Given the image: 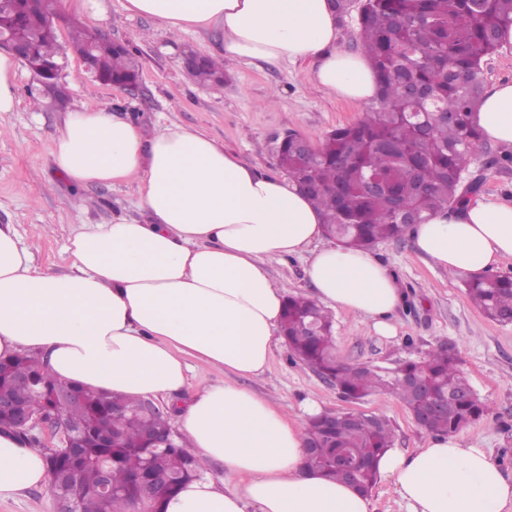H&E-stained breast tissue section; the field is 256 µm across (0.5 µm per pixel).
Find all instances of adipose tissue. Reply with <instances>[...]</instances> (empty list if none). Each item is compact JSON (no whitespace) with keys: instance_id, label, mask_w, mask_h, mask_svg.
Listing matches in <instances>:
<instances>
[{"instance_id":"ef3b65f1","label":"adipose tissue","mask_w":512,"mask_h":512,"mask_svg":"<svg viewBox=\"0 0 512 512\" xmlns=\"http://www.w3.org/2000/svg\"><path fill=\"white\" fill-rule=\"evenodd\" d=\"M123 10L171 32L219 27L227 60H313L312 82L348 102L377 94L369 60L340 48L327 0H124ZM475 123L512 147V82L488 89ZM53 158L79 186L136 182L150 221L75 225L74 272L61 276L35 266L12 225H0V359L32 353L58 379L177 403L191 453L224 475L187 484L165 512H373L368 497L306 467L304 418L243 381L269 370L280 340L287 287L270 260L304 258L315 301L390 338L402 292L387 268L323 243L322 215L294 183L177 124L149 132L106 107L77 110ZM410 236L442 268L480 272L512 257V204L441 209ZM193 358L226 378L181 403ZM378 468L408 512H512V480L453 435H430L408 455L388 450ZM46 480L44 454L0 433V500Z\"/></svg>"}]
</instances>
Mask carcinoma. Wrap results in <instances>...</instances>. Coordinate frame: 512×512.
Segmentation results:
<instances>
[{
	"mask_svg": "<svg viewBox=\"0 0 512 512\" xmlns=\"http://www.w3.org/2000/svg\"><path fill=\"white\" fill-rule=\"evenodd\" d=\"M55 2L8 0L0 5V29L35 34L25 65L36 75L62 53L53 23ZM509 23L512 0H364L358 18L360 50L377 77L375 101L362 120L327 133L310 157L295 133L277 146L279 165L288 178L300 187L313 185L308 196L322 213L328 236L369 250L408 234L391 197L416 210L423 221L426 213L459 208L479 191L480 182L464 183L469 157L484 147L471 115L484 92L483 60L501 47V28ZM92 38V29L76 26L69 45L79 51ZM140 67L127 46L98 39L93 54L97 81L126 86L135 82ZM193 76L201 83L220 79L224 62L206 57ZM440 112L448 113V119L438 116ZM373 175L385 179L389 193L364 189ZM464 286L487 317L512 323V276L469 275ZM281 333L293 356L312 372L331 376L334 387L350 399L383 392L413 411L417 403L409 375L431 380L437 396H448V408L425 428L431 434H453L488 411L458 358L441 345L395 369L343 362L336 356L332 313L303 295L287 296ZM32 370L30 361L20 357L0 365L1 372L16 379ZM13 394L35 413L45 409L36 387L16 386ZM142 404L87 389L84 402L57 410L56 419L76 431L99 436L118 432L112 440L108 495L99 491V449H82L85 459L71 475L78 492L76 512H132L138 478L148 473L167 478L154 504L159 510L185 482L207 472L184 439L175 447L145 448L146 431L165 434L171 425L162 412L141 418ZM345 418L338 411L336 422L326 427L317 417L309 420L306 442L319 447L309 449L306 465L341 481L344 473L328 464L336 449L351 448L364 459L356 489L368 495L378 479L377 461L393 446L394 433L382 417L369 416L355 426Z\"/></svg>",
	"mask_w": 512,
	"mask_h": 512,
	"instance_id": "carcinoma-1",
	"label": "carcinoma"
}]
</instances>
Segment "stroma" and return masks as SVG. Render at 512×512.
I'll return each mask as SVG.
<instances>
[{
  "mask_svg": "<svg viewBox=\"0 0 512 512\" xmlns=\"http://www.w3.org/2000/svg\"><path fill=\"white\" fill-rule=\"evenodd\" d=\"M123 0H110V16L101 25L113 39L136 50L141 74L136 90L92 82L83 62L69 56L58 79L65 96L41 84L28 68L17 76L15 111L0 114V224L13 225L34 264L51 272L71 273L66 251L77 224H108L123 217L145 223L135 184L74 185L56 167L54 140L70 112L111 108L143 126L179 124L198 129L270 175H280L274 147L288 133L312 144L336 127L361 119L366 108L334 98L311 82L307 63L224 64V83L207 86L184 69V53L207 55L223 39L215 27L170 34L158 20L126 17ZM510 156L512 148L488 143L471 156L466 175L479 179V198L512 202V165H489L490 156ZM374 256L395 277L403 301L395 314L398 334L376 336L361 319L335 312L336 354L345 362L384 367L422 357L437 345L455 347L473 390L488 407L461 430L464 440L487 448L506 477L512 478V324L487 318L466 295L461 276L418 254L411 238L378 243ZM275 398L283 410L300 416L308 403L322 410L359 411L385 417L402 453L422 447L428 437L411 412L393 397L375 393L345 399L278 344L266 374L247 382Z\"/></svg>",
  "mask_w": 512,
  "mask_h": 512,
  "instance_id": "stroma-1",
  "label": "stroma"
}]
</instances>
